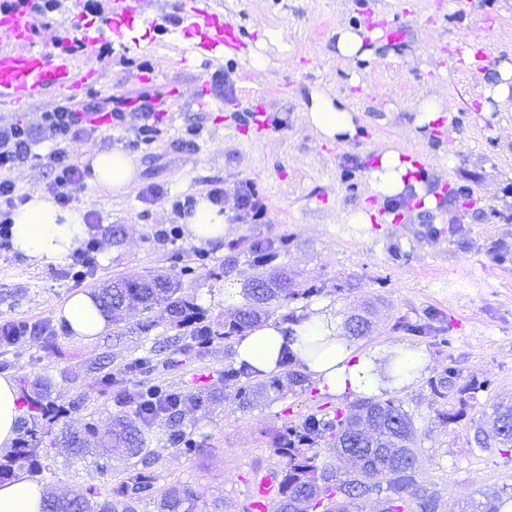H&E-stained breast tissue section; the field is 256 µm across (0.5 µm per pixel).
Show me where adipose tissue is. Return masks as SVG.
<instances>
[{"label": "adipose tissue", "instance_id": "obj_1", "mask_svg": "<svg viewBox=\"0 0 512 512\" xmlns=\"http://www.w3.org/2000/svg\"><path fill=\"white\" fill-rule=\"evenodd\" d=\"M311 105L304 117L322 140L345 141L356 133L355 114L342 100L326 92L310 95ZM90 182L113 194L127 192L136 177L132 157L121 150L100 151L89 156ZM417 168L404 152H382L370 171L368 192L378 199L408 197L420 201L422 209L433 210L437 198L416 180ZM12 247L36 266L66 258L85 232L83 210L61 209L53 198L35 192L11 214ZM185 231L198 243L223 240L226 231L220 206L199 196L184 217ZM73 334L91 341L110 328V318L98 306L91 292L74 294L57 310ZM282 324L268 321L249 330L235 346L237 362L248 364L260 374L280 369L283 351H290L295 364L307 372L320 391L329 395L369 397L385 388H403L420 378L424 369L421 350L401 348L400 364H392L389 349L360 350L339 336L335 324L317 313L292 324V336H285ZM20 391L14 379L0 376V451L12 447L17 437V422L23 414ZM45 491L40 482L20 471L0 484V512H42Z\"/></svg>", "mask_w": 512, "mask_h": 512}]
</instances>
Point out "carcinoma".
<instances>
[{
  "instance_id": "obj_1",
  "label": "carcinoma",
  "mask_w": 512,
  "mask_h": 512,
  "mask_svg": "<svg viewBox=\"0 0 512 512\" xmlns=\"http://www.w3.org/2000/svg\"><path fill=\"white\" fill-rule=\"evenodd\" d=\"M320 292L309 287L300 292L288 275L277 278L253 277L243 286L245 303L237 309L234 321L224 324L219 332L204 323V313L182 292L181 284L159 274L149 280L117 278L99 288L96 299L102 310L112 318L122 311L138 307L151 314L161 310L176 327H192L191 337L204 348L216 338L230 340L254 327L268 314L273 303L285 304L302 295ZM348 336L366 335L370 321L362 317L345 324ZM255 370L245 363L224 370V379L244 378L240 386V406L250 409L270 390L282 388L279 379L259 383L249 379ZM458 374L450 367L430 382L433 396L447 400L458 398L466 405L465 395L477 386L460 385ZM24 414L18 421V437L9 451L0 454V482L11 479L16 472L37 475L47 454V444L69 443L79 453L96 451L102 460L99 468L108 471L112 452L128 458L139 457L143 468L123 481L116 491L117 500H98L91 490L81 496H53L44 500L43 512H135L134 505L155 493L156 476L147 461L144 431L155 419H169L168 441L180 454L190 456L198 451L194 442L176 427V418L184 409L203 403L199 397L183 395L168 386L154 385L134 389L125 396L127 410L112 419V426L102 431L92 423L84 432L70 434L56 429L59 422L79 405L64 407L51 399L48 386L40 382L31 394L22 395ZM372 422V433L361 428V420ZM416 419L402 402L388 398H364L334 408H321L307 415L299 424L285 427L277 435L274 452L282 460L273 512H356L359 502L378 498L386 500L379 512H439L441 498L437 491L420 482ZM330 437L336 464L319 462L314 445ZM480 450L492 448L512 452V408H498L486 426H477L474 437ZM184 493L170 490L157 503L158 512H181Z\"/></svg>"
}]
</instances>
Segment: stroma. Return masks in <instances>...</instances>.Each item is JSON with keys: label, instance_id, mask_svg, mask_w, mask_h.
I'll use <instances>...</instances> for the list:
<instances>
[{"label": "stroma", "instance_id": "stroma-1", "mask_svg": "<svg viewBox=\"0 0 512 512\" xmlns=\"http://www.w3.org/2000/svg\"><path fill=\"white\" fill-rule=\"evenodd\" d=\"M209 2L238 29L232 52L201 50L178 20L152 25L167 4L150 0L146 17L122 37L76 60V71L99 73L87 99L160 95V134L151 145L138 143L142 118L130 112L68 145L77 164L95 150L125 151L137 166V183L118 196L89 184L78 193L76 207L100 219L98 265L83 284L72 281L66 263L34 267L0 248V324L24 321L39 329L15 346H0V375L22 389L49 382L74 431L90 422L109 427L122 396L134 388L165 385L204 398L180 419L196 454L180 455L168 442L167 419L148 430L157 495L136 504L135 512H157V496L174 487L188 493L186 512H246L254 480L280 467L277 433L319 406L340 403V396L314 385L272 390L245 410L239 382L224 378L235 362V340L199 350L168 322L143 331L146 316L135 309L85 342L65 329L56 310L73 294L114 278L163 273L181 283L208 323L223 327L258 270L250 246L260 241L274 254L260 270L285 269L297 288L321 289L275 308L273 319L290 324L321 312L341 324L367 312L373 329L356 340L357 348L400 344L424 352L421 378L389 396L417 417L421 477L439 493L443 512H459L482 492L511 498L512 452L477 451L474 433L493 405H512V112L484 111L479 72L450 61L467 33L479 42L476 56L487 68L512 63V0ZM346 27L384 29L372 57L347 62L337 56V32ZM272 30L280 32V44L270 42ZM255 55L265 57L264 68L252 65ZM314 89L348 100L357 114L352 140L325 142L305 123ZM425 90L454 112L449 126L416 135L407 127ZM53 147L49 140L35 142L31 158L9 172L16 194L48 192L55 174L42 157ZM386 147L421 156L418 171L437 190V209L408 203L392 211L368 194L367 174ZM215 185L224 189L223 242L156 236L158 225L180 224L174 200ZM149 186L155 194L142 197ZM247 186L267 204L257 224L237 216V192ZM363 207L376 209L371 223H349ZM417 325L425 326L424 334L414 333ZM157 342L164 348L150 367L130 370ZM449 367L458 370L460 383L476 386L466 407L430 391V380ZM213 393L219 399L212 403ZM450 410L460 411L456 422L444 421ZM44 465L38 480L46 489H92L108 499L139 461L116 459L103 473L94 456L54 446Z\"/></svg>", "mask_w": 512, "mask_h": 512}]
</instances>
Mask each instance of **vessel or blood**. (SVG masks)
<instances>
[{
	"mask_svg": "<svg viewBox=\"0 0 512 512\" xmlns=\"http://www.w3.org/2000/svg\"><path fill=\"white\" fill-rule=\"evenodd\" d=\"M39 0H0V102L11 105L30 101L41 90L76 91L95 79V71L77 73L76 51H94L106 35L119 33L122 20L143 13L144 0H123L119 16H112L100 0H74L78 23L76 31H64L54 52L26 49L36 26ZM185 18L194 32L210 29L205 48L216 44L233 45L237 40L235 25L223 13L210 7L208 0H196ZM276 491L272 483L259 481L250 491V512H272Z\"/></svg>",
	"mask_w": 512,
	"mask_h": 512,
	"instance_id": "obj_1",
	"label": "vessel or blood"
}]
</instances>
